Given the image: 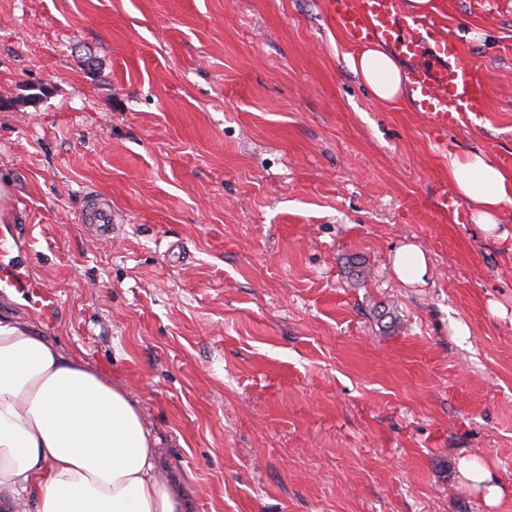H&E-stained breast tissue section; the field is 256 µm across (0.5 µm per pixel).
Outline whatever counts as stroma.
<instances>
[{"label":"stroma","instance_id":"1","mask_svg":"<svg viewBox=\"0 0 512 512\" xmlns=\"http://www.w3.org/2000/svg\"><path fill=\"white\" fill-rule=\"evenodd\" d=\"M430 2L476 111L376 100L332 0H0V261L58 300L0 315L127 389L190 512H512V204L448 173L512 174V0ZM448 172L457 193L470 204L472 222L493 231L500 209L512 203V175L481 152L449 154ZM394 269L404 283L422 282L428 273L427 258L418 247L405 245L395 254ZM459 469L466 480L477 486L485 484L483 488L486 492V499L490 504L494 505L500 500L502 496L501 488L495 484H491L492 479L490 471L475 458L462 457L459 461Z\"/></svg>","mask_w":512,"mask_h":512}]
</instances>
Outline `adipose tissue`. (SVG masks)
Returning <instances> with one entry per match:
<instances>
[{"mask_svg": "<svg viewBox=\"0 0 512 512\" xmlns=\"http://www.w3.org/2000/svg\"><path fill=\"white\" fill-rule=\"evenodd\" d=\"M350 62L377 99L402 95L403 73L379 46ZM448 172L472 222L494 230L512 175L480 152L449 156ZM157 445L125 388L0 318V493L31 512H185Z\"/></svg>", "mask_w": 512, "mask_h": 512, "instance_id": "obj_1", "label": "adipose tissue"}]
</instances>
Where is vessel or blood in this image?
I'll use <instances>...</instances> for the list:
<instances>
[{
    "mask_svg": "<svg viewBox=\"0 0 512 512\" xmlns=\"http://www.w3.org/2000/svg\"><path fill=\"white\" fill-rule=\"evenodd\" d=\"M336 21L360 42H377L389 47L408 65L409 86L421 112H471L479 98L473 71L456 60L449 35L427 18L407 16L400 0H334ZM0 278L19 283L36 298L41 312L57 306L54 295L36 280L17 281L10 266L0 267Z\"/></svg>",
    "mask_w": 512,
    "mask_h": 512,
    "instance_id": "obj_1",
    "label": "vessel or blood"
}]
</instances>
